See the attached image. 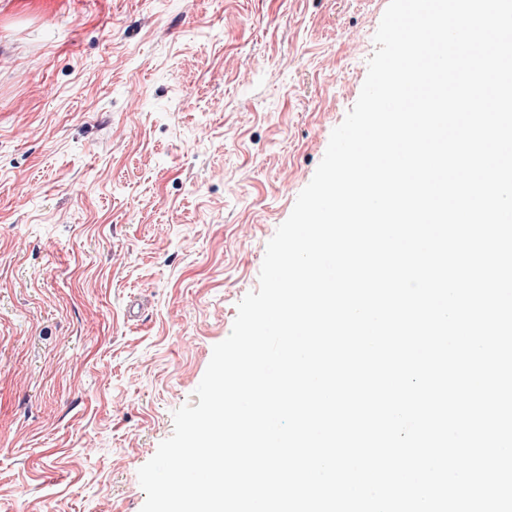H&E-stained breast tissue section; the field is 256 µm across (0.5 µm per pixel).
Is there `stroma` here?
<instances>
[{
	"label": "stroma",
	"mask_w": 512,
	"mask_h": 512,
	"mask_svg": "<svg viewBox=\"0 0 512 512\" xmlns=\"http://www.w3.org/2000/svg\"><path fill=\"white\" fill-rule=\"evenodd\" d=\"M389 0H0V512H141Z\"/></svg>",
	"instance_id": "stroma-1"
}]
</instances>
